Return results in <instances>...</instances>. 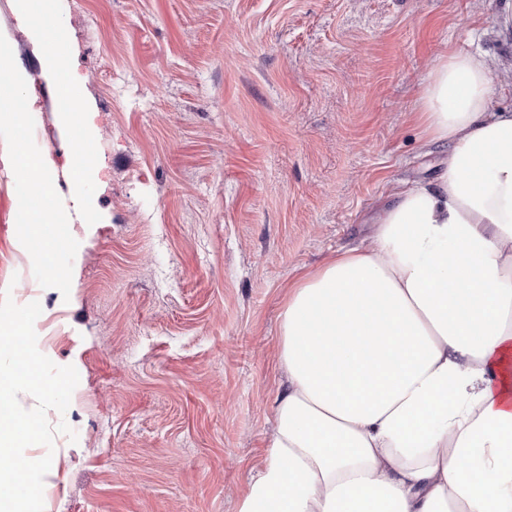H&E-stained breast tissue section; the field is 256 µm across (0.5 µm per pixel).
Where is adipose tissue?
<instances>
[{
	"label": "adipose tissue",
	"instance_id": "1",
	"mask_svg": "<svg viewBox=\"0 0 512 512\" xmlns=\"http://www.w3.org/2000/svg\"><path fill=\"white\" fill-rule=\"evenodd\" d=\"M480 53L413 109L452 149L367 247L302 274L280 314L263 463L238 512H512V111Z\"/></svg>",
	"mask_w": 512,
	"mask_h": 512
}]
</instances>
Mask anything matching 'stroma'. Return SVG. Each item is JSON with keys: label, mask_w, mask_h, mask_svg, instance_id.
I'll list each match as a JSON object with an SVG mask.
<instances>
[{"label": "stroma", "mask_w": 512, "mask_h": 512, "mask_svg": "<svg viewBox=\"0 0 512 512\" xmlns=\"http://www.w3.org/2000/svg\"><path fill=\"white\" fill-rule=\"evenodd\" d=\"M94 114L100 220L74 223L69 296L41 287L16 233L0 141V292L39 302L37 347L79 382L44 512H237L265 457L288 285L369 243L400 190L450 147L410 118L441 55L506 81L504 0H61ZM4 33L43 111L34 138L73 206L56 89L15 0Z\"/></svg>", "instance_id": "stroma-1"}]
</instances>
